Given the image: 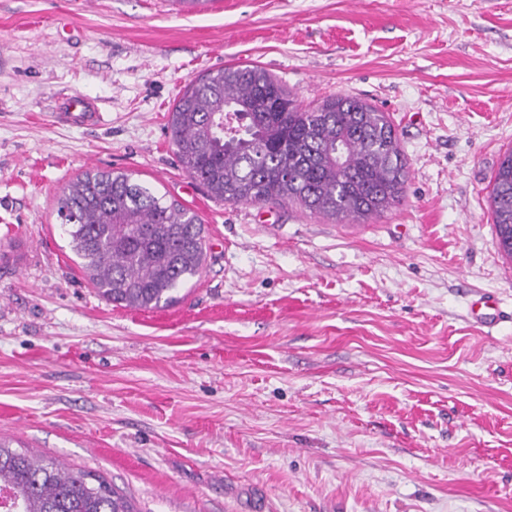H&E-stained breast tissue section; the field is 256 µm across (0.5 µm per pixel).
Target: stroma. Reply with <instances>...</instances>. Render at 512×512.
Listing matches in <instances>:
<instances>
[{
	"instance_id": "stroma-1",
	"label": "stroma",
	"mask_w": 512,
	"mask_h": 512,
	"mask_svg": "<svg viewBox=\"0 0 512 512\" xmlns=\"http://www.w3.org/2000/svg\"><path fill=\"white\" fill-rule=\"evenodd\" d=\"M256 64L304 106L387 112L403 202L363 224L230 204L181 167L170 112ZM96 126L59 119L73 94ZM512 149V0H0V435L137 512H512V261L490 184ZM88 170L198 213L177 300L103 298L56 214ZM493 294L487 327L471 303Z\"/></svg>"
}]
</instances>
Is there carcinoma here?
I'll use <instances>...</instances> for the list:
<instances>
[{
  "label": "carcinoma",
  "mask_w": 512,
  "mask_h": 512,
  "mask_svg": "<svg viewBox=\"0 0 512 512\" xmlns=\"http://www.w3.org/2000/svg\"><path fill=\"white\" fill-rule=\"evenodd\" d=\"M182 168L231 204H297L338 223L364 224L399 205L407 167L390 117L339 95L302 107L258 65H230L186 86L169 118ZM498 247L512 259V150L492 178ZM72 250L105 299L148 310L200 274L198 215L128 172L87 171L57 202ZM0 512H134L89 471L37 460L0 435Z\"/></svg>",
  "instance_id": "obj_1"
}]
</instances>
